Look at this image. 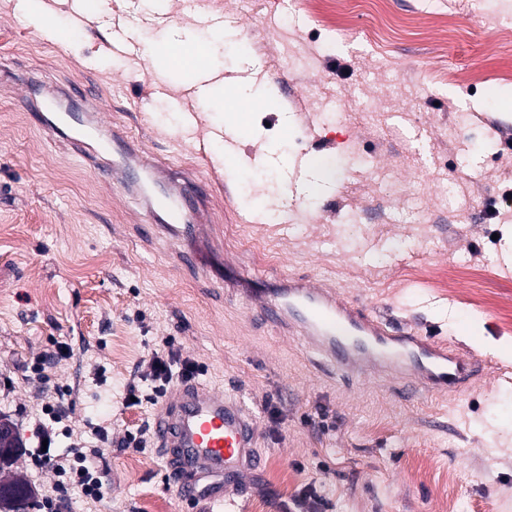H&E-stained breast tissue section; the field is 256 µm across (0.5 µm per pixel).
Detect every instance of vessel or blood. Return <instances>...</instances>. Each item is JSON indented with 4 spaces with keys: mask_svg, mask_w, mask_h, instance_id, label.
I'll use <instances>...</instances> for the list:
<instances>
[{
    "mask_svg": "<svg viewBox=\"0 0 512 512\" xmlns=\"http://www.w3.org/2000/svg\"><path fill=\"white\" fill-rule=\"evenodd\" d=\"M112 52L122 57L149 56L153 73H196L193 64L174 66L167 54L146 52L144 46L120 27L112 30ZM60 112L73 143L97 159L120 149L142 169L155 170V162L133 141L116 132L103 131L94 114H83L80 124ZM150 208L160 228L184 244L197 240L193 211H205L208 196L189 209L175 190L152 195ZM225 285L241 289L266 320L288 328L321 355L332 374L346 377L362 368L371 373L408 379L415 392L455 400L484 370L482 360L455 346L427 336L412 323L394 326L334 287L291 278L275 287L246 281L232 265L215 270ZM259 420L237 395L209 391L197 383L179 385L162 403L154 422V439L167 459L169 479L176 495L185 501L205 502V512H236L238 494L226 485L230 473L254 471L265 464L256 438Z\"/></svg>",
    "mask_w": 512,
    "mask_h": 512,
    "instance_id": "b4317fda",
    "label": "vessel or blood"
}]
</instances>
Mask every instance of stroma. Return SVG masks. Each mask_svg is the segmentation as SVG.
I'll list each match as a JSON object with an SVG mask.
<instances>
[{
  "mask_svg": "<svg viewBox=\"0 0 512 512\" xmlns=\"http://www.w3.org/2000/svg\"><path fill=\"white\" fill-rule=\"evenodd\" d=\"M25 2L0 0V414L25 441L13 469L38 499L57 477L33 463L30 430L62 395L72 411L57 448L83 443L104 490L96 502L72 492L62 512H199L154 445L125 444L154 424L143 376L170 341L201 366L199 383L243 395L259 417L266 468L236 480L241 512H277L307 484L327 512H512V446L499 444L512 384L497 381L512 369V0H187L159 19L112 0L81 28L79 0H61L60 42L28 24ZM116 26L146 47L206 46L210 87L246 90L235 130L193 83L162 96L145 66L125 70ZM31 78L95 98L164 168L161 188L223 173L216 154L233 161L246 221L227 223L214 190V237L199 247L220 242L253 280L338 286L484 359L487 377L451 403L323 370L243 294L180 263L181 243L152 228L142 169L118 152L93 164L49 134L22 97ZM315 159L332 172L311 192ZM61 344L50 382L35 378V358ZM133 384L143 400L129 407Z\"/></svg>",
  "mask_w": 512,
  "mask_h": 512,
  "instance_id": "1",
  "label": "stroma"
}]
</instances>
